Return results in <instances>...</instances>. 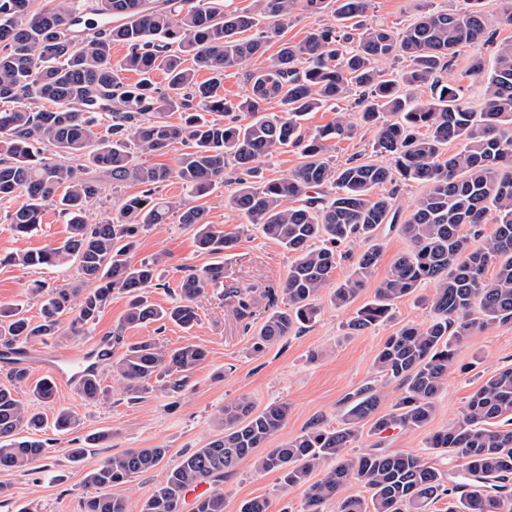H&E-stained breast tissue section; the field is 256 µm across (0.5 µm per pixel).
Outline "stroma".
Returning <instances> with one entry per match:
<instances>
[{"instance_id":"stroma-1","label":"stroma","mask_w":512,"mask_h":512,"mask_svg":"<svg viewBox=\"0 0 512 512\" xmlns=\"http://www.w3.org/2000/svg\"><path fill=\"white\" fill-rule=\"evenodd\" d=\"M465 0H370L367 22H376L403 32L421 9L446 11L463 8ZM331 14L314 15L304 7H296L282 24L278 36L266 47L257 64L227 70L224 74V95L239 102L247 94V72L253 66L271 65L283 42H299L313 29L333 23ZM229 186L218 187L201 203L211 223L223 225L226 232L237 235L236 246L224 255L223 288H207L200 299V319L189 331L169 324L163 330L154 326H136L123 320L127 299L116 293L100 313L87 325L82 336L75 339L53 337L45 343L28 347L25 363L31 380L49 374L45 366L51 352L88 351L103 340L122 338L123 343L150 337L178 347L192 342L204 347L207 359L192 373L181 391L172 392L154 387L144 398L131 400L119 382L112 377L109 364H102L98 375L108 391L105 400L84 401L75 385L57 383L52 402L38 405L46 421H53L58 409H71L77 422L70 432L60 434L53 429L41 432L48 444V461H35L19 470L0 471V483L8 485L11 502L0 506V512H82L86 496L94 487L86 475L110 455L131 448H164L168 454L162 467L141 473L129 483L119 486V494L130 504L131 512L139 509L164 476L166 466L180 456L205 447L218 434L217 415L225 403L237 400L250 402L260 410L274 402L289 406V415L272 439L281 444L304 429L318 425L337 428L352 396L364 386L376 382L378 372L374 357L383 342L403 325L425 322L428 310L407 296L397 301L390 322L358 335L347 334L345 322L352 308L332 305L328 291H320L317 302L321 308L317 322L302 332L288 336L275 346L257 353L253 350V333L246 329L224 291L248 290L255 299L257 312L268 305L267 286L281 283L293 261L274 240L264 237L246 219L227 208L224 198ZM18 200L0 201V256L26 250H37L57 244L68 234L65 218L58 209L46 207L41 226L34 235L18 238L9 224V215L18 207ZM161 256L160 280L150 297L167 307L177 299V286L186 269H203L213 263L211 255L200 252L195 243L193 227L181 224L178 217L144 232L134 253L135 260ZM75 269H32L0 264V306L21 307L31 320L39 318V298L29 296L34 283L46 289L62 285L74 278ZM512 367V323L475 333L461 349L448 371V381L441 393L432 421L419 431L396 430L376 435L363 432L359 441L349 448L355 456L375 445L390 452H412L428 457L431 465L447 474L455 473L457 463L447 455L430 453L426 446L428 434L448 426L459 416V410L496 369ZM108 432L107 445L90 449L80 460L72 461L69 449L78 447L91 434ZM224 512H238L241 503L254 497L271 501V512H304L306 489L302 486L282 487L278 472L256 470L252 461H243L236 472L225 477Z\"/></svg>"}]
</instances>
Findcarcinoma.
<instances>
[{
  "label": "carcinoma",
  "instance_id": "cac0c4a2",
  "mask_svg": "<svg viewBox=\"0 0 512 512\" xmlns=\"http://www.w3.org/2000/svg\"><path fill=\"white\" fill-rule=\"evenodd\" d=\"M467 2L460 10L427 12L396 34L361 21L368 0H305L312 14L332 10L336 23L296 44L283 43L271 66L249 73L248 95L234 104L220 93L224 72L265 54L278 28L248 32L262 18H287L295 0H253L241 11L224 10V0H94L86 32L71 38L65 32L72 30L77 13L72 0L35 12L31 0H0V103L7 105L0 108V200L24 198L10 215L12 230L20 236L42 223L49 204L68 224L58 246L11 253L0 264L74 265L78 275V281L49 292L35 323L0 310V347L15 354L61 335L64 315H74L69 333L81 335L116 292L127 297L128 325L194 327L205 288L224 285V265L189 270L180 281L179 299L164 308L148 297L158 280V261L133 263L128 255L143 232L167 223L176 208L180 223L197 227L202 252L222 254L235 247L237 237L210 223L204 207L159 196V188L172 179L188 197L201 199L224 183L227 173H237L225 206L294 256L281 288L287 305L277 307V294L268 292L270 311L256 336V352L314 322L319 314L315 298L322 289H330L334 305L348 307L368 286L380 259L375 245L358 255L347 278L334 282L332 274L336 245L372 241L382 226L396 224L393 195L377 194L376 188L397 179L427 187L400 225L412 248L394 260L373 299L346 323L351 334L365 332L391 319L397 300L433 285L432 295L420 297L429 319L402 326L374 359L385 380L405 387L393 408L379 412L384 394L370 385L357 394L337 428L309 429L268 448L288 419V404L255 411L247 402H228L219 417L220 433L167 468L140 512H181L189 490L223 481L246 458L261 471L280 473L286 486L308 485L307 512H323L332 500L336 512H421L447 496L453 499L448 512H512V368L492 371L461 417L427 438V448L456 458L455 475L445 476L413 453L372 448L350 457L346 452L368 422L379 435L425 428L467 339L512 321V40L496 46L489 65L481 55L468 56L465 74L485 82L481 107L448 82L462 48L493 41L489 29L495 25H512V0H504L498 16L480 9L481 0ZM114 44L127 48L118 62L112 61ZM187 57L194 66H184ZM401 57L410 65L394 78L385 63ZM157 71L166 76L162 91L152 81ZM201 71L209 74L207 80H198ZM124 72L139 80L123 82ZM354 86L361 89L358 123L339 116L312 136L302 132L303 116L345 98ZM424 88L430 92L425 101ZM274 100L287 116L265 112ZM204 111L214 119H205ZM168 112L181 113V122L165 121ZM234 112H246L252 121L242 124ZM100 120L106 123L103 136L94 131ZM364 127L375 132L374 149L387 161L351 159L334 166L327 141L353 138ZM176 141L189 152L175 166L138 160ZM453 142L463 148L445 154ZM288 146L301 155L293 172L259 187L249 181L262 160ZM93 168L116 186L141 187L124 199L117 217L97 223L87 216L101 192L90 176ZM491 212L494 236L471 247L465 227L486 223ZM491 265L495 273L488 278ZM88 281L97 287H82ZM233 297L239 317H252L250 295L237 291ZM206 358V350L196 344L167 349L144 340L126 344L111 367L126 394L138 400L153 378L168 379L173 392L184 388ZM28 379V369L19 363L9 370L10 385L0 386L1 470L46 457L42 440L16 438L22 430L43 427L42 416L13 394V385ZM76 386L88 402L107 394L94 374ZM55 391L54 380L44 378L32 394L48 403ZM108 439L107 433L89 435L86 447L69 449V456L78 460L87 446ZM167 453L166 448H132L106 458L86 477L102 492L85 499L83 512H129L127 498L108 489L157 468ZM317 470L322 477L310 481ZM352 482L368 496L344 494ZM193 512H224V492L214 489L199 497Z\"/></svg>",
  "mask_w": 512,
  "mask_h": 512
}]
</instances>
